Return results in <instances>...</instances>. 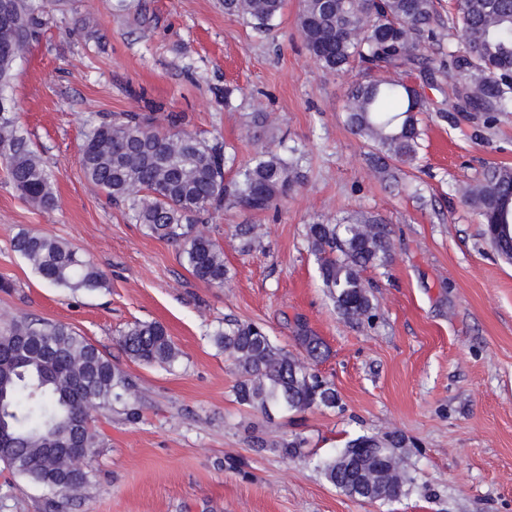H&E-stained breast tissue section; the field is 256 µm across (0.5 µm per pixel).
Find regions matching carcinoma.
I'll use <instances>...</instances> for the list:
<instances>
[{
  "mask_svg": "<svg viewBox=\"0 0 512 512\" xmlns=\"http://www.w3.org/2000/svg\"><path fill=\"white\" fill-rule=\"evenodd\" d=\"M0 14V87L15 66L14 57L38 40L44 7L39 0H8ZM224 13L254 29H271L284 0H223ZM462 48L445 52L439 29L445 25L437 0H301L298 29L310 55L326 72L354 74L346 94L345 120L351 132L372 147L371 159L388 179L422 160L421 115L429 99L404 75L419 68L454 81V107L488 120L512 112V0H456L451 18ZM12 101L0 94V160L13 186L32 205L57 206L51 172L21 133ZM168 130L154 127L139 112L101 115L92 121L81 146L85 178L121 205L135 223L158 239L177 244L191 273L211 286L224 285V250L199 225L225 207L260 214L292 192L303 179L302 156L262 149L225 179L236 163L224 142L181 128L184 116L169 113ZM463 201L485 224L484 236L512 259V168L490 166L463 190ZM242 249L262 237L258 224H239ZM306 238L318 276L338 313L350 322L375 317L369 268L385 267L393 257L392 230L385 221L361 212L336 223L307 225ZM13 250L39 278L70 292L107 287L104 274L69 243L19 230ZM304 360L274 345L254 322H234L214 334V344L236 372L235 401L262 414L277 408L302 412L336 408V389L312 372L325 354L321 338L297 323ZM125 354L146 364L171 365L179 351L158 322H136L119 338ZM134 383L112 360L70 326L17 319L0 328V434L16 446L0 454V464L27 481L55 492L83 488L88 471L67 468L60 448L74 435L84 448L99 446L86 404L99 408L129 397ZM305 439L277 444L287 458L303 456ZM404 440L360 436L339 451L366 456L347 474L336 456L318 464L326 480L345 495L381 504L407 493L413 482L405 467Z\"/></svg>",
  "mask_w": 512,
  "mask_h": 512,
  "instance_id": "carcinoma-1",
  "label": "carcinoma"
}]
</instances>
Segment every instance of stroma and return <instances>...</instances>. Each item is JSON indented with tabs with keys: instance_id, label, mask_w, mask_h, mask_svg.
Returning <instances> with one entry per match:
<instances>
[{
	"instance_id": "35a3bbf8",
	"label": "stroma",
	"mask_w": 512,
	"mask_h": 512,
	"mask_svg": "<svg viewBox=\"0 0 512 512\" xmlns=\"http://www.w3.org/2000/svg\"><path fill=\"white\" fill-rule=\"evenodd\" d=\"M50 0L40 39L17 61L5 96L43 158L59 202H26L0 166V325L19 317L73 327L136 386L140 417L96 408L101 445L88 486L51 493L0 467V512H512V263L482 235L460 187L489 165L512 167V113L494 123L456 112L424 121L421 170L387 187L366 142L344 121L349 76L324 73L285 0L267 32L225 15L222 0ZM185 113L190 130L220 137L237 162L264 147L306 154L303 183L278 209L215 214L203 231L224 249L213 288L177 246L147 235L88 182L80 145L91 115ZM265 112V125L247 122ZM362 211L393 229L388 267L371 268L376 316L351 323L322 287L306 227ZM239 224L264 237L245 252ZM64 240L107 276L72 294L42 282L11 248L20 229ZM261 324L302 356L304 323L329 354L316 365L336 409L265 419L238 405L230 361L212 341L230 320ZM135 322L164 325L180 351L169 366L130 359L119 335ZM407 438L413 483L379 505L346 496L317 468L353 438ZM265 447H252L249 434ZM306 440L301 458L276 445Z\"/></svg>"
}]
</instances>
